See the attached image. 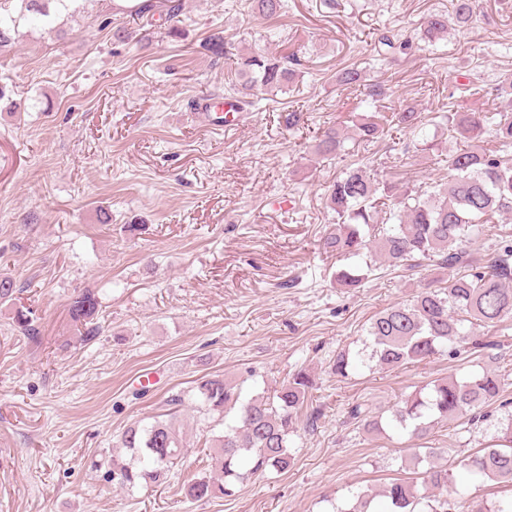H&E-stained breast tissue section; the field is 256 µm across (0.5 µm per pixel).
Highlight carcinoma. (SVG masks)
Here are the masks:
<instances>
[{
	"mask_svg": "<svg viewBox=\"0 0 512 512\" xmlns=\"http://www.w3.org/2000/svg\"><path fill=\"white\" fill-rule=\"evenodd\" d=\"M95 0H0V48L13 41L21 22L36 20L45 33L55 32L58 12L81 11ZM253 9L266 17L283 12V0H252ZM159 9L173 30L183 11L182 0H159L135 8L145 14ZM482 0H451L450 12L431 14L421 24L420 39L431 40L454 26L466 29L481 12ZM416 46L413 38H397L389 31L379 33L375 49L389 63L408 54ZM206 48L212 54L232 61L240 78L237 93L248 98L282 91L295 76L299 57L292 51L281 57L259 53H238L222 32L211 34ZM336 82L357 90L364 75L356 67L345 66L336 72ZM446 128L459 147L448 155V180L427 189L407 184L396 187L378 179L369 163L351 168L336 178L327 189V207L335 214L323 247L338 257L360 256L369 251L391 267L411 270L423 260L433 259L456 273L442 288H425L409 303L396 304L376 314L367 327L370 353L352 356L336 354L331 371L346 379L358 364L374 361L389 370L427 360L443 349L456 355L477 344L470 326L495 327L512 319V237L498 240L493 256L485 261L473 257L466 243L479 234L494 215H512V159L501 151L512 147V113L498 112L487 117L476 112H439L428 119L416 108L405 105L386 117L379 112L358 116L354 128L330 126L316 137L313 153L331 160L345 152V143L366 144L384 135L388 127L421 134L413 143L415 151L433 150L434 141L424 134L427 126ZM489 133L496 148L483 145ZM364 279L355 268L336 272V282L355 287ZM19 292L10 276H0V304L11 302ZM99 301L91 291L72 299L69 314L83 328L88 341L100 333L95 322ZM14 321L21 332L38 339L39 329L30 312L18 310ZM313 383L299 370L287 380L248 399L241 386L220 375L203 376L195 387L196 395L208 410L226 414L234 409L224 432L212 438L213 467L220 471L217 482L200 478L189 488V496L202 499L215 494L231 497L238 484L269 473L281 474L295 460L290 451V436L297 432L304 404L311 398ZM504 375L484 371L465 380L438 382L425 394L417 393L395 405L392 421L413 438L429 432L432 423L448 418L480 419L482 410L503 396ZM122 447L133 463L113 467L108 479L120 487L159 484L188 453L174 423L167 419L149 425L131 424L120 437ZM415 477L389 483L381 496L385 512H457L461 491L448 459L433 451L409 459ZM474 479L512 484V418L498 428L483 452L465 463ZM430 489H419L418 479ZM375 495L358 491L336 512H371Z\"/></svg>",
	"mask_w": 512,
	"mask_h": 512,
	"instance_id": "obj_1",
	"label": "carcinoma"
}]
</instances>
